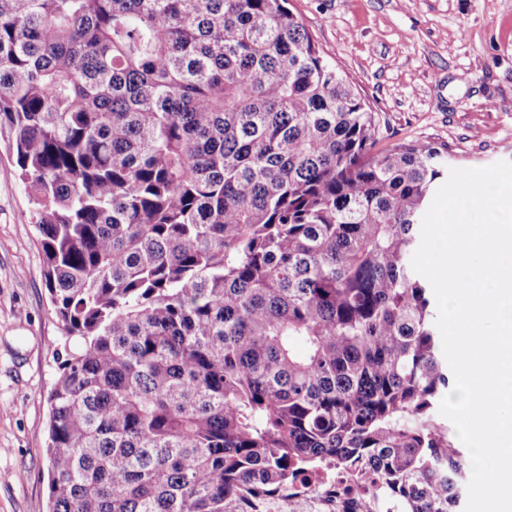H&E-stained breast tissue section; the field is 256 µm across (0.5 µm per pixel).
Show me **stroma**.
Segmentation results:
<instances>
[{"mask_svg": "<svg viewBox=\"0 0 512 512\" xmlns=\"http://www.w3.org/2000/svg\"><path fill=\"white\" fill-rule=\"evenodd\" d=\"M378 112L384 151L447 145L452 168L512 161V0H289ZM61 325L34 206L0 143V512H47L48 395Z\"/></svg>", "mask_w": 512, "mask_h": 512, "instance_id": "obj_1", "label": "stroma"}]
</instances>
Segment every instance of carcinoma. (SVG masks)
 <instances>
[{"instance_id": "1", "label": "carcinoma", "mask_w": 512, "mask_h": 512, "mask_svg": "<svg viewBox=\"0 0 512 512\" xmlns=\"http://www.w3.org/2000/svg\"><path fill=\"white\" fill-rule=\"evenodd\" d=\"M381 136L288 0H0V140L73 340L50 512H249L336 461L455 512L411 267L447 148Z\"/></svg>"}]
</instances>
